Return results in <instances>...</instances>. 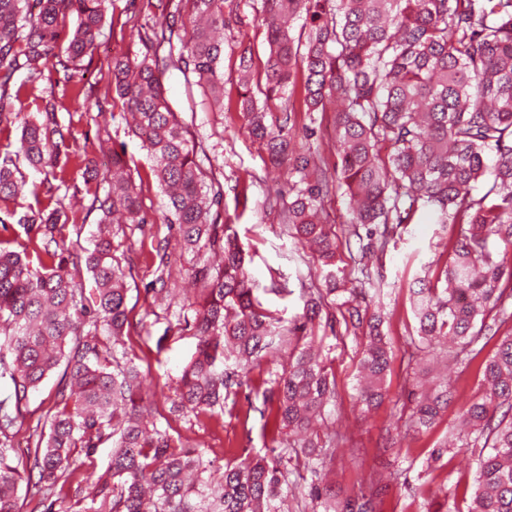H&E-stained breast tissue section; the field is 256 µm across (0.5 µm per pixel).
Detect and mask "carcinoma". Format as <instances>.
Returning <instances> with one entry per match:
<instances>
[{
	"mask_svg": "<svg viewBox=\"0 0 512 512\" xmlns=\"http://www.w3.org/2000/svg\"><path fill=\"white\" fill-rule=\"evenodd\" d=\"M108 0H0V137H16L14 156L0 158V202L25 197L27 182L13 157L47 176L49 204L19 214L29 244L0 243V512H20V492L31 512H56L57 487H68L74 512H280L295 496L292 463L311 475L299 512H375L383 487L340 498L327 481L347 438L333 432L311 441L306 433L336 397L323 347L324 295L301 285L303 312L285 319L262 295H290L287 282L262 286L248 272V253L224 222L221 185L200 166L206 153L173 111L164 78L175 67L198 86L206 109L224 116L225 0H157L164 24L144 35L139 58L115 55L112 103L153 161L152 177L166 197L164 223L182 252L198 258L193 280L201 294L177 304L193 314L197 349L177 378L185 413L199 418L224 411L250 370L282 356L266 370L264 428L292 441L254 455L242 448L224 465L150 422L155 392L126 350L127 271L113 244L114 219L148 224L142 189L122 177L99 178L89 167L83 187H70L71 128L55 99L35 113L16 107L21 90L45 74L64 88L80 82L93 57ZM253 21L265 31L266 50L239 55L241 91L236 110L265 161L293 178L288 201L269 190L266 206L279 212L286 235L316 253L330 282L346 278L336 267V240L324 202L344 190L349 198L348 251L352 270L369 277L367 255L396 243L398 229L429 219L458 227V238L435 279L417 280L410 344L470 361L482 339L496 340L480 366L477 390L459 404L448 448L489 449L479 455L467 512H512V0H253ZM76 16L72 28L66 18ZM304 18L300 29L295 18ZM324 113L336 100V163L320 149L296 152V110ZM485 185L480 194L476 184ZM61 189L89 198L99 215L93 247L81 245L83 225ZM170 241H157L155 297L172 306L165 288ZM220 254L212 266L205 256ZM90 288H84L82 274ZM338 303L348 331L361 335L358 400L366 408L385 397L393 351L382 332L381 303L352 285ZM54 406L34 447L16 454L29 394L59 366ZM406 430L426 432L455 402L446 383L413 384ZM109 444L106 469L94 474L98 448Z\"/></svg>",
	"mask_w": 512,
	"mask_h": 512,
	"instance_id": "1",
	"label": "carcinoma"
}]
</instances>
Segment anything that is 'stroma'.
Wrapping results in <instances>:
<instances>
[{"mask_svg":"<svg viewBox=\"0 0 512 512\" xmlns=\"http://www.w3.org/2000/svg\"><path fill=\"white\" fill-rule=\"evenodd\" d=\"M228 7L243 19L242 24L224 33V98L234 101L239 95L238 52L241 47L249 46L256 53H263L264 30L252 21L251 0H228ZM161 22L160 13L150 0H112L100 37L102 45L86 65V78L94 98L100 101L99 106L88 110L79 108L76 90L52 87L47 80L40 81L36 91H22L20 105L23 112L29 113L36 110L38 97L55 95L60 117L71 122V145L80 159L99 168L106 157L99 148L101 141H108L114 148L125 147L128 174L142 186V203L149 221L140 226L125 225L120 242L132 266L127 280V304L138 325L137 334L130 336L128 344L152 389L161 393L153 406L154 418L167 421L170 434L200 448L219 451L249 446L259 451L265 444L261 422L258 415L249 414L244 396H237L235 406L225 407L222 415L212 418L197 420L171 410L176 378L194 355L197 339L191 327L157 304L153 294L146 291L155 277L152 246L156 239L168 233L162 222L165 198L150 176L152 162L147 151L121 115L113 111L108 72L112 56L141 54V34L160 26ZM165 88L171 107L191 120L192 135L209 147L212 170L224 185L225 212L252 257L249 269L253 278L264 284L279 275L289 279L291 296L269 293L264 297L266 304L279 309L287 318L301 313L303 301L297 293L298 275H310L316 288H326L327 283L315 254L303 251L285 235L277 214L267 212L262 206L265 185H287L286 172L264 166L258 146L249 138L239 113H225L223 122H216L213 114L204 110L199 90L189 88L179 70L173 68L167 72ZM454 239L451 227L410 224L402 229L395 247L370 260L372 269L383 277V330L394 352L386 380L387 393L378 406L367 410L357 400L358 340L341 325L337 326L335 336L326 340L330 347L328 356L333 361L337 399L335 408L328 411V428L348 437L333 465L332 480L337 494L346 495L360 477L370 475L383 480L396 467L410 469L407 483L391 486L378 512H422L427 480L431 477L439 483H456V494L448 500L453 512H466L472 494L474 452L451 451L443 456L441 468L432 471L426 468L431 450L443 443L448 430L457 423V405H450L428 433L410 434L405 427L408 392L412 388L407 374L412 352L408 334L414 325L410 290L424 272L435 271L444 263L443 246ZM433 361V355L426 354L416 364L418 369L429 370L431 377L447 378L459 396H470L476 390L478 362L466 365L452 362L442 372L434 369Z\"/></svg>","mask_w":512,"mask_h":512,"instance_id":"stroma-1","label":"stroma"}]
</instances>
